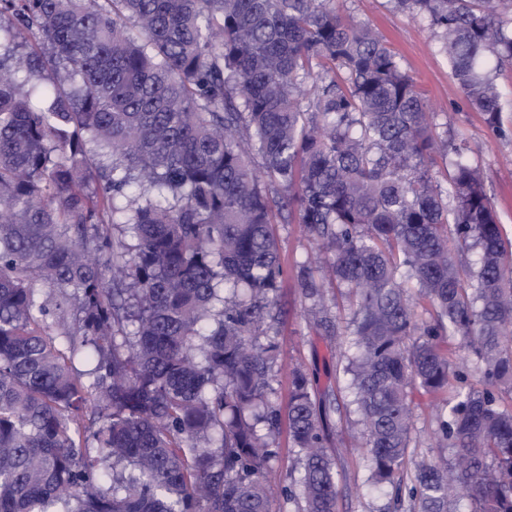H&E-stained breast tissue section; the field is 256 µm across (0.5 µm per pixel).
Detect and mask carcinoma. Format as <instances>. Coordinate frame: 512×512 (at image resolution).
I'll list each match as a JSON object with an SVG mask.
<instances>
[{
  "label": "carcinoma",
  "instance_id": "1",
  "mask_svg": "<svg viewBox=\"0 0 512 512\" xmlns=\"http://www.w3.org/2000/svg\"><path fill=\"white\" fill-rule=\"evenodd\" d=\"M390 2L507 135L512 0ZM433 112L335 0H0V512H269L285 421L301 471L282 492L336 512L338 408L300 369L272 400L277 346L258 340L276 214L329 255L301 267L316 313L318 275L351 295L343 372L373 482L402 502L413 390L446 392L450 454L415 463L412 512H512V242Z\"/></svg>",
  "mask_w": 512,
  "mask_h": 512
}]
</instances>
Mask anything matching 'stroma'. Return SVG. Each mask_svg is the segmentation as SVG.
<instances>
[{"label": "stroma", "mask_w": 512, "mask_h": 512, "mask_svg": "<svg viewBox=\"0 0 512 512\" xmlns=\"http://www.w3.org/2000/svg\"><path fill=\"white\" fill-rule=\"evenodd\" d=\"M344 8L356 20L378 30L388 45L399 54L405 71L437 110L433 124L436 133L447 134L454 145L474 147L471 159L482 173L485 189L500 218L502 235L512 241V136H495L473 111L453 79L447 58L439 51V38L428 21L411 19L395 10L389 0H345ZM284 277L277 294V320L267 335L277 345L274 366L275 398L287 404L294 369L307 371L317 397L337 400L340 410L332 414L327 429V447L337 472L336 512H384L390 489H377L368 482V453L361 446V428L355 415L343 411L350 395L342 373L348 338L344 328L351 317L350 302L344 289L324 284L331 328L315 323L311 304L305 300L299 284V264L314 258L317 241L304 234L301 226L276 220ZM414 426L411 431L410 461L396 473L403 484L415 479L414 463L439 456L435 437L438 429L437 399L417 395ZM300 468V460L288 434H280L277 456L268 478L275 489L270 512H297L294 502L282 494Z\"/></svg>", "instance_id": "1"}]
</instances>
